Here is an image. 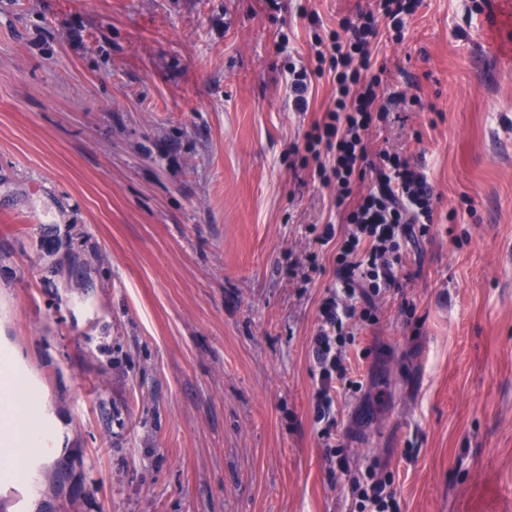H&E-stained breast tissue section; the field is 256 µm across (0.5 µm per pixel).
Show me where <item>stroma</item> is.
<instances>
[{
    "instance_id": "obj_1",
    "label": "stroma",
    "mask_w": 512,
    "mask_h": 512,
    "mask_svg": "<svg viewBox=\"0 0 512 512\" xmlns=\"http://www.w3.org/2000/svg\"><path fill=\"white\" fill-rule=\"evenodd\" d=\"M373 6L0 0V355L59 425L5 512H361L370 475L401 512H512V0H424L382 47L372 138L444 221L316 419L334 190L293 147L336 85L297 111L288 67Z\"/></svg>"
}]
</instances>
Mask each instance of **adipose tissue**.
<instances>
[{
  "label": "adipose tissue",
  "instance_id": "1",
  "mask_svg": "<svg viewBox=\"0 0 512 512\" xmlns=\"http://www.w3.org/2000/svg\"><path fill=\"white\" fill-rule=\"evenodd\" d=\"M0 465L18 482L27 480V464L33 453L57 444L56 426L42 424L36 413L46 406L41 390L22 381L10 357L0 358Z\"/></svg>",
  "mask_w": 512,
  "mask_h": 512
}]
</instances>
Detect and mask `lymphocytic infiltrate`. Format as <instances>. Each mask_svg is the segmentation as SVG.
<instances>
[{"mask_svg": "<svg viewBox=\"0 0 512 512\" xmlns=\"http://www.w3.org/2000/svg\"><path fill=\"white\" fill-rule=\"evenodd\" d=\"M420 4L379 0L376 9L341 18L337 29L314 36V69H300L291 80L293 104L301 111L308 108L313 77L329 73L336 83L332 105L303 136V150L321 183L336 187V220L316 237L317 243L336 246L339 287L320 307L322 324L314 340L317 415L331 427L336 419L330 388L346 376L338 349L345 329L355 316L370 318L373 298L382 289L398 286L404 248L429 237L437 217V198L423 172L389 150L369 151L374 128L388 119L379 104L383 89L371 46L386 27L403 40ZM366 176L369 190H357V179Z\"/></svg>", "mask_w": 512, "mask_h": 512, "instance_id": "f902f5d3", "label": "lymphocytic infiltrate"}]
</instances>
